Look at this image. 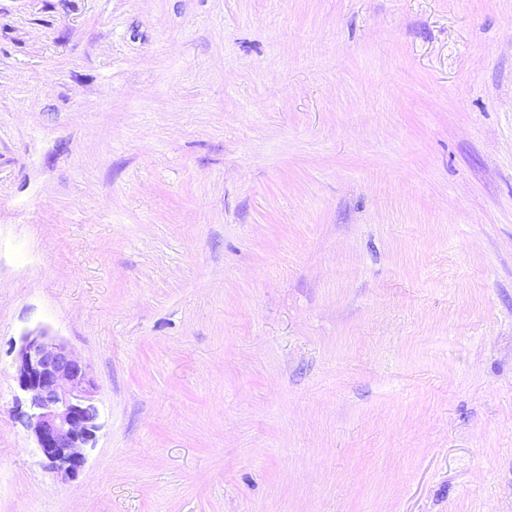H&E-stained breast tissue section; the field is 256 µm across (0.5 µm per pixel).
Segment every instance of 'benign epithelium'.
<instances>
[{"label":"benign epithelium","mask_w":512,"mask_h":512,"mask_svg":"<svg viewBox=\"0 0 512 512\" xmlns=\"http://www.w3.org/2000/svg\"><path fill=\"white\" fill-rule=\"evenodd\" d=\"M14 379L28 404L24 425L44 464L75 477L99 430L96 385L88 365L66 343L39 330L21 337Z\"/></svg>","instance_id":"7a95c632"}]
</instances>
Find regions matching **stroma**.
<instances>
[{"mask_svg": "<svg viewBox=\"0 0 512 512\" xmlns=\"http://www.w3.org/2000/svg\"><path fill=\"white\" fill-rule=\"evenodd\" d=\"M0 512H512V0H0ZM14 379L28 404L24 425L44 464L75 477L99 430L97 388L88 365L66 343L39 330L21 337Z\"/></svg>", "mask_w": 512, "mask_h": 512, "instance_id": "1", "label": "stroma"}]
</instances>
